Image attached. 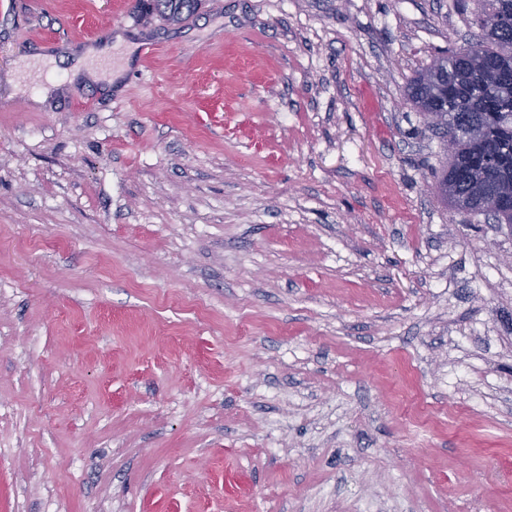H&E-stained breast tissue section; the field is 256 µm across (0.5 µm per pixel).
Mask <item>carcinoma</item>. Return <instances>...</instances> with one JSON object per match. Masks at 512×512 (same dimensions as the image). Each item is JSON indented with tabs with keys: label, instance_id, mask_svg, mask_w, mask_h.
<instances>
[{
	"label": "carcinoma",
	"instance_id": "obj_1",
	"mask_svg": "<svg viewBox=\"0 0 512 512\" xmlns=\"http://www.w3.org/2000/svg\"><path fill=\"white\" fill-rule=\"evenodd\" d=\"M151 13L172 24L197 11L203 0H147ZM480 38L438 56L406 86L404 97L419 115L434 112L436 133L461 131L456 151L436 172L441 200L467 213H484L499 201L494 218L512 225V0H475Z\"/></svg>",
	"mask_w": 512,
	"mask_h": 512
}]
</instances>
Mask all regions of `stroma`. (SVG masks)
Returning a JSON list of instances; mask_svg holds the SVG:
<instances>
[{"label": "stroma", "mask_w": 512, "mask_h": 512, "mask_svg": "<svg viewBox=\"0 0 512 512\" xmlns=\"http://www.w3.org/2000/svg\"><path fill=\"white\" fill-rule=\"evenodd\" d=\"M478 31L0 0V512H512V229L438 199L404 99ZM104 54V51H100L94 48H88L82 56L78 59V68H82L86 71V73L93 78L101 76L108 77V82L110 84L114 83L120 77V73L117 72L115 74L112 73L111 70L102 69L99 65L95 64V61L100 59Z\"/></svg>", "instance_id": "35a3bbf8"}]
</instances>
